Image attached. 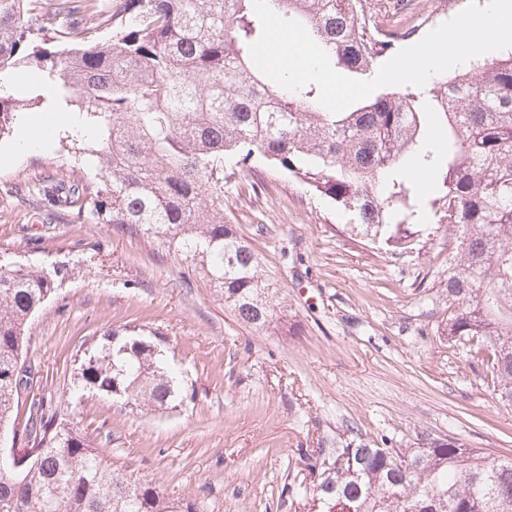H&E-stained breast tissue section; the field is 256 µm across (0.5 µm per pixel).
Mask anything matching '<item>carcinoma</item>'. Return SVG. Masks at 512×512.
<instances>
[{
    "instance_id": "carcinoma-1",
    "label": "carcinoma",
    "mask_w": 512,
    "mask_h": 512,
    "mask_svg": "<svg viewBox=\"0 0 512 512\" xmlns=\"http://www.w3.org/2000/svg\"><path fill=\"white\" fill-rule=\"evenodd\" d=\"M301 23L333 68L357 79L413 34L359 0H268ZM261 35L253 0H0V71H35L47 101L0 96V131L16 109L73 113L64 139L84 177L40 183L93 224L151 236L208 279L256 328L283 308L249 245L224 216V171L262 157L350 216L352 228L406 248L444 213L451 341L490 349L503 404L512 406V51L423 92L383 90L339 113L319 88L289 91L254 65ZM61 270L0 262V433L21 435L26 464L0 473V512H199L130 465L114 463L76 422L58 419L29 358V322L55 295ZM164 339L109 333L87 351L67 404L112 396L130 411L175 410L186 398ZM310 484L291 492L321 512H512V456L458 441L390 448L349 428L321 443Z\"/></svg>"
}]
</instances>
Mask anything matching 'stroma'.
<instances>
[{"label": "stroma", "instance_id": "obj_1", "mask_svg": "<svg viewBox=\"0 0 512 512\" xmlns=\"http://www.w3.org/2000/svg\"><path fill=\"white\" fill-rule=\"evenodd\" d=\"M470 0H396L393 20L428 33ZM64 111L24 112L0 135L9 150L32 124L48 145L0 164V253L64 273L34 315L30 358L40 392L60 403L85 349L136 326L164 339L192 400L178 412H129L93 393L65 410L114 462L200 512H306L291 493L309 481L303 449L351 427L393 448L457 439L512 456V406L500 402L475 346L448 341V256L455 239L431 223L403 253L353 232L346 218L264 163L224 181V212L257 253L287 318L237 321L193 268L157 242L30 195L40 179L77 174L60 138Z\"/></svg>", "mask_w": 512, "mask_h": 512}]
</instances>
